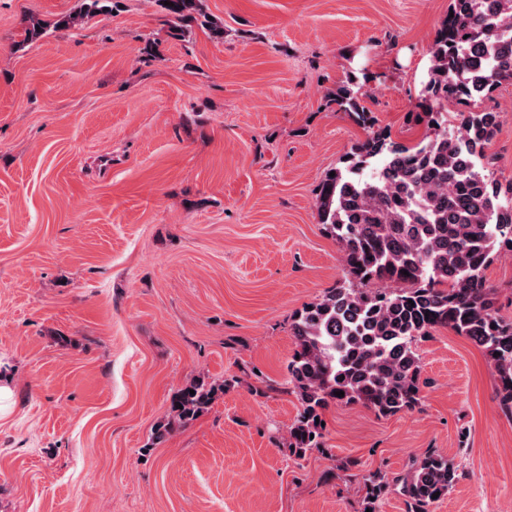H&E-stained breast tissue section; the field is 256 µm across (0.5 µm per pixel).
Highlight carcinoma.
<instances>
[{
    "label": "carcinoma",
    "instance_id": "1",
    "mask_svg": "<svg viewBox=\"0 0 512 512\" xmlns=\"http://www.w3.org/2000/svg\"><path fill=\"white\" fill-rule=\"evenodd\" d=\"M156 2L174 38L185 39L195 25L224 35L204 0ZM113 7V0H81L78 12L55 26L75 27ZM448 10L453 16L430 46L421 102L433 134L394 146L360 104L361 88L344 87L335 98L367 136L335 175L324 176L316 194L318 222L339 244L349 279L305 305L290 323L288 384L300 409L288 448L299 458L322 448L323 413L332 403H360L382 417L416 407L421 366L412 344L440 327L481 348L501 405L512 413V320L494 310L484 276L493 258L512 257V180L490 175L488 150L499 113L479 106L512 84V0H450ZM450 103L466 111L452 114ZM373 159L380 166L365 178L362 171ZM229 385L227 379L219 385L192 381L174 398L176 419H196ZM458 480L452 460L425 453L401 480L407 512H429L437 502L433 494L445 497ZM388 487L378 474L366 478L364 508L373 512Z\"/></svg>",
    "mask_w": 512,
    "mask_h": 512
}]
</instances>
